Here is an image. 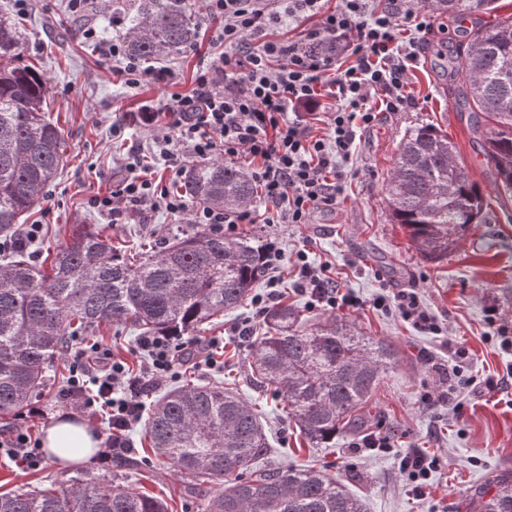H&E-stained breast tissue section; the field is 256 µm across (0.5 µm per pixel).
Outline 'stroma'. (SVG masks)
<instances>
[{
    "mask_svg": "<svg viewBox=\"0 0 512 512\" xmlns=\"http://www.w3.org/2000/svg\"><path fill=\"white\" fill-rule=\"evenodd\" d=\"M112 0H97L84 26L99 25L111 16ZM512 18V0H497L494 12L458 17L436 13L426 52L410 72L409 90L416 101L403 112L381 113L379 120L357 134L356 145L344 162L345 188L336 208L315 211L305 224H266V237L277 240L286 259L276 272L277 287L288 302L301 307L314 321L329 316L347 319L360 331L390 341L399 352L392 372L375 392L366 409L365 432L390 437L389 452L354 451L359 433L337 436L330 448H314L294 422L282 414L280 399L272 390L254 388L249 380V344L238 341L232 328L250 316L242 306L222 323L206 325L200 338L220 336L224 348L220 364L183 368L182 377L218 383L237 389L259 405L268 416L273 446L258 468L296 465L322 467L341 478L364 499L368 512H459L464 495L484 487L493 475L512 470V351L503 350L486 319L487 307H496L512 325V204L496 197L490 168L483 154L487 124L475 108L465 103V85L442 76L435 62L447 56L460 64L464 50L479 27ZM26 39L21 62L39 67L51 79L49 114L67 134V161L42 202L32 210L28 223L42 227L32 251L46 253L66 242L74 225L94 224L111 235L114 247L135 258L140 243L162 245L176 223L164 212L126 216L123 223H109L93 206L96 197L116 189L126 176L130 148H138L149 175L170 183L162 160L151 149V136L136 117L144 106L169 94V87L145 81L135 93L118 83L116 62L102 57L96 45L84 39L74 24L68 0H32L21 15ZM447 131L458 159L485 196L481 221L436 264L422 258L402 225L392 223L385 202L384 182L394 165L404 133L420 124ZM126 128V140L113 138V125ZM327 268L340 288L369 299L380 289L414 288L443 326L442 335L424 333L394 314L369 307L308 309L293 285L290 265L297 250ZM138 333L115 325L100 327L96 335L81 336L79 347L98 344L111 348L130 367L141 364L136 348ZM465 357H457V349ZM461 366L465 375L490 379L494 390L471 393L462 415L439 407L425 409L424 392L447 381L448 370ZM68 377L66 360H58L44 387L32 397L41 406L44 420L32 424L37 438L66 414L60 391ZM363 431V432H364ZM135 450L125 459L103 468L89 461L69 464L46 458L36 470L18 467L0 457V493L27 490L40 483L71 485L93 474L101 480L144 491L167 501L169 512H201L200 499L180 481L170 465L159 462L149 448L143 425H136ZM419 448L439 456L424 494H417L400 468L402 456Z\"/></svg>",
    "mask_w": 512,
    "mask_h": 512,
    "instance_id": "obj_1",
    "label": "stroma"
}]
</instances>
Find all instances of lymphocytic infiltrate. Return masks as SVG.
Instances as JSON below:
<instances>
[{
  "label": "lymphocytic infiltrate",
  "instance_id": "1",
  "mask_svg": "<svg viewBox=\"0 0 512 512\" xmlns=\"http://www.w3.org/2000/svg\"><path fill=\"white\" fill-rule=\"evenodd\" d=\"M410 2L206 0L204 22L216 26L224 52L200 62L191 94L164 98L145 109L143 120L172 176H181L179 159L186 153L205 159L219 152L227 160L246 161L249 176L262 189L263 212L193 205L166 185L143 178L136 161L113 196L98 198V207L115 220L128 208L161 209L229 236L238 225L261 218L269 224H304L316 210L335 206L342 163L351 154L357 126L373 125L380 113L414 104L407 91L409 68L432 25ZM302 19L311 25L300 38L279 36L284 22ZM98 41L101 55L119 61L126 89H137L148 78L167 86L179 78L170 67L144 69L127 54L123 39ZM315 121L321 122L322 134L313 133ZM294 266L295 288L307 297L309 308L362 307V300L340 292L306 252H298ZM372 305L393 308L420 331H442L416 289L376 295ZM137 347L145 358L137 370L97 349L80 350L70 367L69 406L106 412L108 434L98 458L103 466L132 453L127 434L142 418V397L175 379L206 345L162 333L140 337ZM477 385L476 378L456 369L445 388L424 394L423 403L457 415ZM42 417V409L30 405L23 425L0 436V450L20 467L32 469L42 460L40 442L27 428Z\"/></svg>",
  "mask_w": 512,
  "mask_h": 512
}]
</instances>
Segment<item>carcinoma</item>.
<instances>
[{"label": "carcinoma", "instance_id": "cac0c4a2", "mask_svg": "<svg viewBox=\"0 0 512 512\" xmlns=\"http://www.w3.org/2000/svg\"><path fill=\"white\" fill-rule=\"evenodd\" d=\"M495 0H428L448 14L488 13ZM127 53L144 63L193 44L197 21L184 0H116ZM23 43L21 26L0 11V59ZM458 75L490 119L485 154L495 188L512 203V19L482 28L467 44ZM51 82L31 64L0 65V237L18 235L44 199L65 159V134L47 116ZM210 207L256 202L252 179L221 158L192 163L176 187ZM385 202L423 258L441 262L478 223L484 195L456 162L448 134L431 124L409 129L385 179ZM266 237L249 230L226 237L193 224L164 248L139 249L129 261L92 224H77L54 248L51 272L27 248L0 254V417L20 412L66 355L76 335L102 325L147 336H185L242 306L264 279ZM398 361L395 346L327 317L304 326L302 310L281 301L263 315L248 363L256 387L273 386L283 411L314 448L364 426L363 409ZM145 436L155 456L194 483L203 512H366L345 483L324 469L256 471L271 448L263 412L219 385L185 380L153 403ZM220 489L215 490L213 486ZM464 512H512V471L466 497ZM0 512H168L167 503L96 477L0 494Z\"/></svg>", "mask_w": 512, "mask_h": 512}]
</instances>
